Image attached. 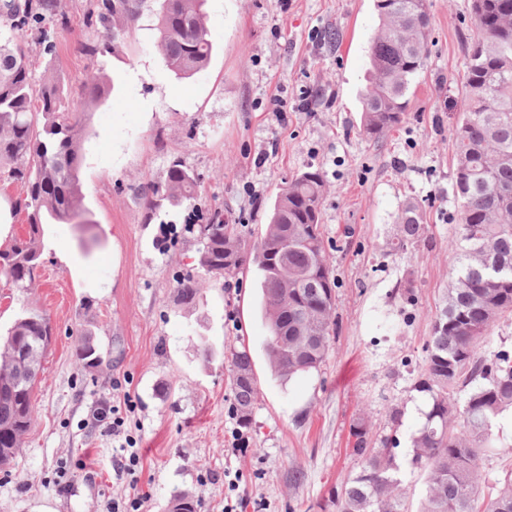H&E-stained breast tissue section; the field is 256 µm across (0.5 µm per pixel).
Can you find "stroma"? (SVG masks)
<instances>
[{"label": "stroma", "mask_w": 512, "mask_h": 512, "mask_svg": "<svg viewBox=\"0 0 512 512\" xmlns=\"http://www.w3.org/2000/svg\"><path fill=\"white\" fill-rule=\"evenodd\" d=\"M93 0H58L65 28L44 31L55 50L31 44L34 80L72 91L90 78L113 83L90 115L82 168L93 227H42L44 252L33 288L0 274V330L18 314L46 315L53 329L34 389L31 426L8 471L0 512H113L133 494L139 512H168L189 493L200 512H224L225 472L240 473L263 512H336L332 492L358 468L351 429L372 442L402 412L398 480L419 512L426 475L406 453L423 423L413 404L436 314L453 278L458 236L451 190L453 131L473 38L472 0H429L425 69L414 79L409 120L379 141L360 132L368 51L378 31L373 0H206L215 54L180 79L144 16L115 52L91 56ZM337 31L338 41L326 38ZM199 181L197 199L147 215L141 188L161 181L172 160ZM319 170L326 182L322 231L337 281L336 330L316 371L282 380L269 366L260 275L246 264L215 277L198 264V227L214 212L236 225L245 249L263 235L267 212L292 176ZM426 212L424 240L392 253L406 203ZM194 275V301L177 281ZM93 340L103 361L83 368L76 347ZM247 345L260 393L246 450L233 449L228 358ZM123 397H114L113 380ZM131 400L125 433L94 424L98 402ZM135 474L113 469L128 442Z\"/></svg>", "instance_id": "stroma-1"}]
</instances>
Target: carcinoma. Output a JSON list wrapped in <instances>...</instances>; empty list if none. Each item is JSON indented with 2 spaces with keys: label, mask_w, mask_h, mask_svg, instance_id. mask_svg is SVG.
Returning a JSON list of instances; mask_svg holds the SVG:
<instances>
[{
  "label": "carcinoma",
  "mask_w": 512,
  "mask_h": 512,
  "mask_svg": "<svg viewBox=\"0 0 512 512\" xmlns=\"http://www.w3.org/2000/svg\"><path fill=\"white\" fill-rule=\"evenodd\" d=\"M57 0H0V183L16 184L22 196L15 210H26L28 237L0 250V272L13 287L32 286L44 250V224H88L82 192L88 113L106 102L105 83L85 85L84 111H73L63 87L33 80L27 31L48 19L59 22ZM379 32L370 47L369 85L362 97L361 132L378 140L407 117L408 93L425 68L431 36L427 0H376ZM203 0H96L90 17L107 33L91 42L92 54L115 51L112 34L125 33L144 12L157 20V48L181 79L208 65L209 39ZM477 31L467 48V70L454 131L452 192L458 202L460 256L445 307L436 316L426 360L415 390L428 396V410L411 439V463L427 470L421 512H512V474L491 494L480 486V465L489 455H511L512 441L495 433L512 413V351L479 354L494 324L512 315V275L492 283L486 266L512 272V0H473ZM326 183L317 170L293 177L271 207L268 224L253 248L261 273L263 316L270 339L268 355L278 376L289 379L320 368L336 322L330 293L335 280L325 255L321 207ZM197 178L179 160L161 182L143 191L145 209L154 213L195 200ZM426 225L418 205L407 204L390 242L405 251L424 240ZM201 268L216 277L235 274L248 254L233 225L213 214L199 225ZM198 283L187 275L178 283L183 304ZM42 314L18 316L0 334V466H10L32 422L31 392L40 363L28 367L20 356L27 344L43 353L51 336ZM84 368L101 361L92 342L77 352ZM233 410L247 426L259 399L254 364L246 347L230 354ZM392 433L372 448L364 423L353 426V454L359 470L343 478L333 498L336 512H408L394 476L400 411H391ZM169 512H197L186 493L171 499Z\"/></svg>",
  "instance_id": "obj_1"
}]
</instances>
